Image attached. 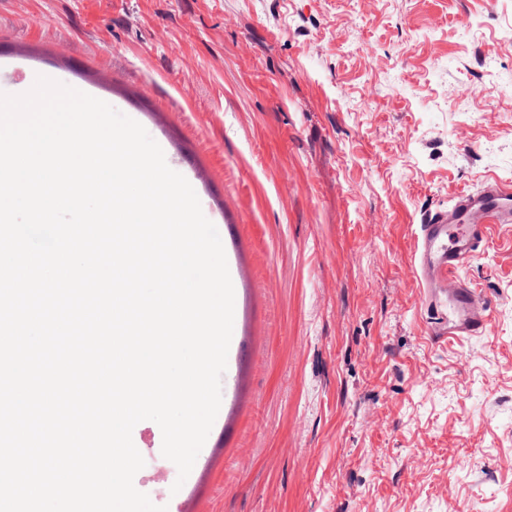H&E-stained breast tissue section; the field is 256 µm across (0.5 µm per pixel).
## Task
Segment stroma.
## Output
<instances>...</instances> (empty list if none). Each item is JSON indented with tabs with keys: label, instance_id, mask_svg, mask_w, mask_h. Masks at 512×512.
Instances as JSON below:
<instances>
[{
	"label": "stroma",
	"instance_id": "35a3bbf8",
	"mask_svg": "<svg viewBox=\"0 0 512 512\" xmlns=\"http://www.w3.org/2000/svg\"><path fill=\"white\" fill-rule=\"evenodd\" d=\"M45 74L139 122L221 225L219 416L171 512H512V223L437 341L419 224L512 182V0H0V93Z\"/></svg>",
	"mask_w": 512,
	"mask_h": 512
}]
</instances>
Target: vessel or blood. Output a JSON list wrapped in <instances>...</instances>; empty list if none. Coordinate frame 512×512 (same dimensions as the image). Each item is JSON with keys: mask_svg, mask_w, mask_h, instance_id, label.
I'll list each match as a JSON object with an SVG mask.
<instances>
[{"mask_svg": "<svg viewBox=\"0 0 512 512\" xmlns=\"http://www.w3.org/2000/svg\"><path fill=\"white\" fill-rule=\"evenodd\" d=\"M512 222V185L493 182L456 195L449 211L431 214L417 234L423 302L440 339L484 335L490 315L483 299L459 280L485 245L491 225Z\"/></svg>", "mask_w": 512, "mask_h": 512, "instance_id": "b4317fda", "label": "vessel or blood"}]
</instances>
